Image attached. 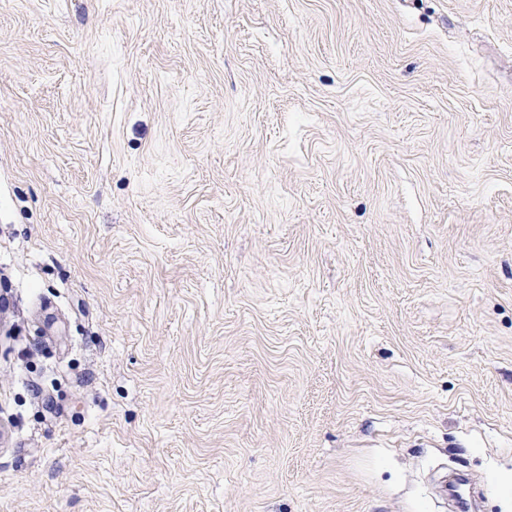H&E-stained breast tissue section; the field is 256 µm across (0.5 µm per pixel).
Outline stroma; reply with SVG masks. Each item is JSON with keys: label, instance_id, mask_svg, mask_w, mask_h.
<instances>
[{"label": "stroma", "instance_id": "1", "mask_svg": "<svg viewBox=\"0 0 512 512\" xmlns=\"http://www.w3.org/2000/svg\"><path fill=\"white\" fill-rule=\"evenodd\" d=\"M512 512V0H0V512Z\"/></svg>", "mask_w": 512, "mask_h": 512}]
</instances>
